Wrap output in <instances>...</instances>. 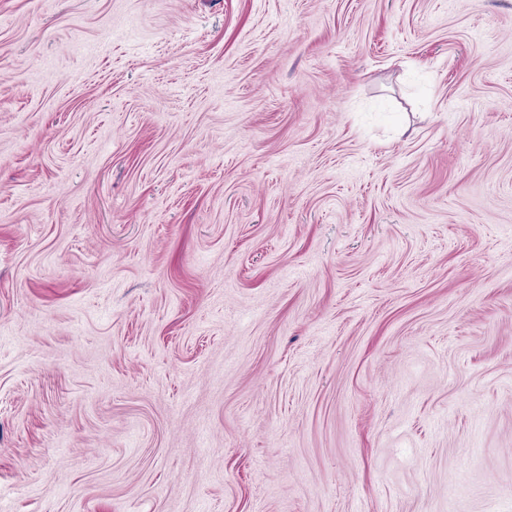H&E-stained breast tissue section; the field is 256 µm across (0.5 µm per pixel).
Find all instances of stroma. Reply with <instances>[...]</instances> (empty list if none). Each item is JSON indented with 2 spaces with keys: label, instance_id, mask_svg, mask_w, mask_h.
I'll return each mask as SVG.
<instances>
[{
  "label": "stroma",
  "instance_id": "35a3bbf8",
  "mask_svg": "<svg viewBox=\"0 0 512 512\" xmlns=\"http://www.w3.org/2000/svg\"><path fill=\"white\" fill-rule=\"evenodd\" d=\"M0 512H512V0H0Z\"/></svg>",
  "mask_w": 512,
  "mask_h": 512
}]
</instances>
